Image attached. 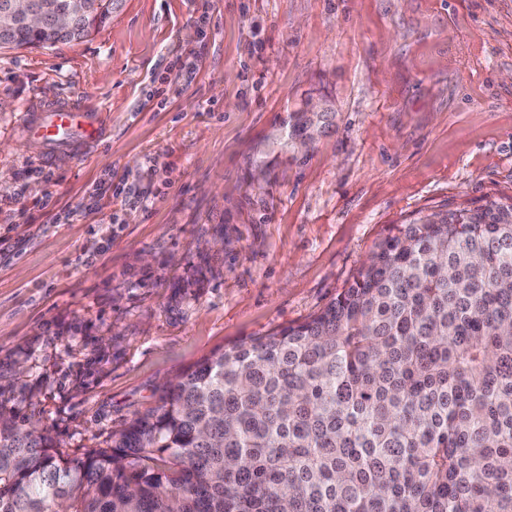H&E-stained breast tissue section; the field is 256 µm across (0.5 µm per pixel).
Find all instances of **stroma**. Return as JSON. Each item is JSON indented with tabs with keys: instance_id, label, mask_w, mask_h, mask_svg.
I'll use <instances>...</instances> for the list:
<instances>
[{
	"instance_id": "obj_1",
	"label": "stroma",
	"mask_w": 512,
	"mask_h": 512,
	"mask_svg": "<svg viewBox=\"0 0 512 512\" xmlns=\"http://www.w3.org/2000/svg\"><path fill=\"white\" fill-rule=\"evenodd\" d=\"M63 96L106 135L50 163L16 125ZM311 100L336 116L304 149ZM505 197L512 0H122L84 41L0 50V409L106 447L318 313L389 225Z\"/></svg>"
}]
</instances>
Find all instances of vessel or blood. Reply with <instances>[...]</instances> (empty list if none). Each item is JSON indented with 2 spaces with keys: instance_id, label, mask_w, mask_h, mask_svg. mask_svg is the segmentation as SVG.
<instances>
[{
  "instance_id": "b4317fda",
  "label": "vessel or blood",
  "mask_w": 512,
  "mask_h": 512,
  "mask_svg": "<svg viewBox=\"0 0 512 512\" xmlns=\"http://www.w3.org/2000/svg\"><path fill=\"white\" fill-rule=\"evenodd\" d=\"M20 133L42 141L45 157L51 161L98 142L103 125L95 108L70 98L49 106L29 105L21 114Z\"/></svg>"
}]
</instances>
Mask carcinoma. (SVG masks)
<instances>
[{"instance_id": "obj_1", "label": "carcinoma", "mask_w": 512, "mask_h": 512, "mask_svg": "<svg viewBox=\"0 0 512 512\" xmlns=\"http://www.w3.org/2000/svg\"><path fill=\"white\" fill-rule=\"evenodd\" d=\"M32 3L38 30L0 0V48L118 0ZM159 401L74 457L0 411V512H512V200L393 225L318 314Z\"/></svg>"}]
</instances>
